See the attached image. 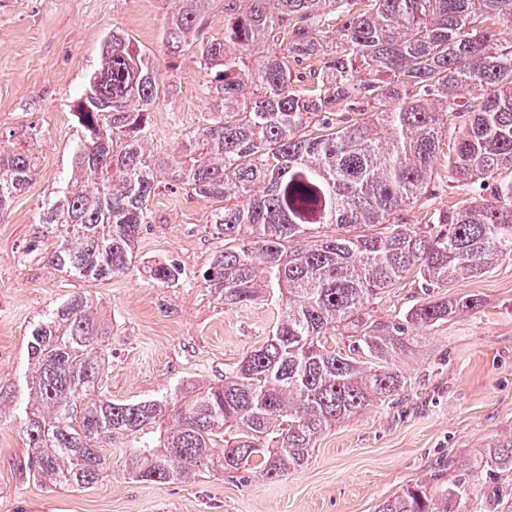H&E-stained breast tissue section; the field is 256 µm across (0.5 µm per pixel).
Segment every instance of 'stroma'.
Wrapping results in <instances>:
<instances>
[{"label": "stroma", "mask_w": 512, "mask_h": 512, "mask_svg": "<svg viewBox=\"0 0 512 512\" xmlns=\"http://www.w3.org/2000/svg\"><path fill=\"white\" fill-rule=\"evenodd\" d=\"M178 0H0V138L28 148L26 187L0 215V384L26 369V330L38 314L85 293L106 336L105 392L136 401L175 385L223 378L268 337L281 314L268 296L225 305L207 281L222 243L209 219L213 200L167 189L151 202L130 269L89 285L28 251L39 207L61 191L82 137L73 105L97 65L105 37L119 29L150 50L176 95L159 101L143 133L166 154L210 118L208 76L194 55H172L164 42ZM173 260L182 285L153 280L155 264ZM479 294L481 308L414 331L393 365L406 379L395 402L368 408L324 433L308 463L275 481L244 471L201 468L195 481L141 483L123 471L119 449L92 489L33 482L18 463L28 448L18 421L0 422V512H377L384 500L420 485L448 512H505L512 480L487 463L494 444L512 435V260L484 276L424 293L409 274L383 290L361 319L333 330L349 350L364 326L389 323L425 296Z\"/></svg>", "instance_id": "stroma-1"}]
</instances>
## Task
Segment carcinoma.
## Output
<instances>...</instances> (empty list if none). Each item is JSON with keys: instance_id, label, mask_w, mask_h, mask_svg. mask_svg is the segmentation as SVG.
Instances as JSON below:
<instances>
[{"instance_id": "obj_1", "label": "carcinoma", "mask_w": 512, "mask_h": 512, "mask_svg": "<svg viewBox=\"0 0 512 512\" xmlns=\"http://www.w3.org/2000/svg\"><path fill=\"white\" fill-rule=\"evenodd\" d=\"M207 0H179L164 35L209 75L211 118L167 166L173 185L213 199L224 248L206 275L227 306L274 294L282 313L266 341L224 378L139 401L104 395L103 332L75 293L27 331V368L0 386L17 414L27 479L88 489L124 449L146 483H188L197 464L275 479L302 468L319 437L404 391L391 366L430 327L483 305L465 293L426 299L404 320L364 327L352 351L325 345L336 324L412 270L422 287L479 278L512 259V0H224V39L201 40ZM173 85L152 56L112 32L75 105L84 130L65 187L38 211L30 247L89 285L126 272L161 159L144 145L148 112ZM464 119L444 149L448 117ZM32 156L0 145V213L28 184ZM491 187L436 215L435 174ZM419 207L417 224L403 212ZM329 226V234L319 229ZM363 227L379 231L365 233ZM177 286L174 261L150 269ZM179 426H164L171 414ZM224 440L216 455L217 440ZM490 465L512 472V435ZM378 512H448L421 487Z\"/></svg>"}]
</instances>
